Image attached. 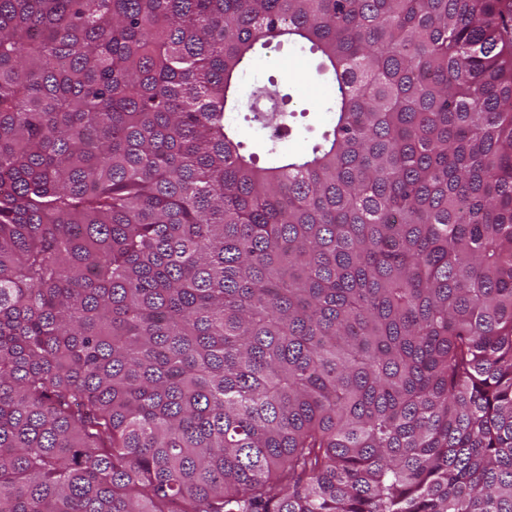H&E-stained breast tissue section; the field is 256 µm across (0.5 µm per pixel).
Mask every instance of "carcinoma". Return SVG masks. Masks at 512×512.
I'll use <instances>...</instances> for the list:
<instances>
[{
  "label": "carcinoma",
  "instance_id": "obj_1",
  "mask_svg": "<svg viewBox=\"0 0 512 512\" xmlns=\"http://www.w3.org/2000/svg\"><path fill=\"white\" fill-rule=\"evenodd\" d=\"M0 512H512V0H0ZM317 59L308 51L282 45L258 55L257 62L247 74V80L275 76L290 87L297 111L332 99L336 93L335 84L316 71ZM336 122L334 112H318L311 110L305 118L298 117L297 123L299 130L295 135L281 144V149L285 152L298 153L307 150L310 141L323 130L329 129ZM312 128V132H307L305 127ZM241 116L239 112H226L225 119L236 124L238 138L244 142L248 151L262 154V137L253 128L249 127L247 123L243 122Z\"/></svg>",
  "mask_w": 512,
  "mask_h": 512
}]
</instances>
